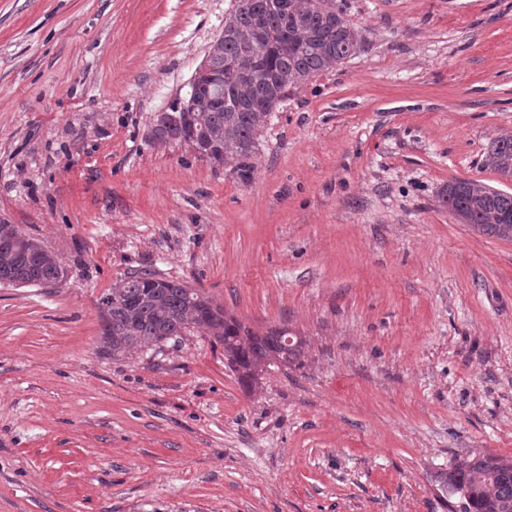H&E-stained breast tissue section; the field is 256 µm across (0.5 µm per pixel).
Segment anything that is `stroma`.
<instances>
[{
	"mask_svg": "<svg viewBox=\"0 0 512 512\" xmlns=\"http://www.w3.org/2000/svg\"><path fill=\"white\" fill-rule=\"evenodd\" d=\"M232 0H0V224L66 265L0 286V512H460L512 458V240L440 198L512 133V0H346L360 52L290 89L249 180L151 137ZM148 269L300 363L239 383L196 329L115 359ZM464 492L462 512H512V459L478 454L459 459L447 470Z\"/></svg>",
	"mask_w": 512,
	"mask_h": 512,
	"instance_id": "stroma-1",
	"label": "stroma"
}]
</instances>
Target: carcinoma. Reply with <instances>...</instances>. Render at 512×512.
I'll use <instances>...</instances> for the list:
<instances>
[{"instance_id": "1", "label": "carcinoma", "mask_w": 512, "mask_h": 512, "mask_svg": "<svg viewBox=\"0 0 512 512\" xmlns=\"http://www.w3.org/2000/svg\"><path fill=\"white\" fill-rule=\"evenodd\" d=\"M362 32L346 19V5L328 0H234L224 20V38L210 53L224 99L202 101L195 112H160L153 137L161 143L190 138L197 150L232 166L244 181L271 113L253 107L279 101L358 53ZM489 165L512 179V134L497 139ZM441 202L460 221L482 235L512 239V194L479 180H458ZM68 270L39 240L14 224H0V285L38 280L62 283ZM100 344L112 357L156 346L192 328H205L224 345V358L238 380L251 389L273 365L298 363L305 342L286 341L288 331L254 333L224 313L207 296L186 284L148 271H134L100 298ZM464 492L461 512H512V459L492 454L467 456L449 470Z\"/></svg>"}]
</instances>
